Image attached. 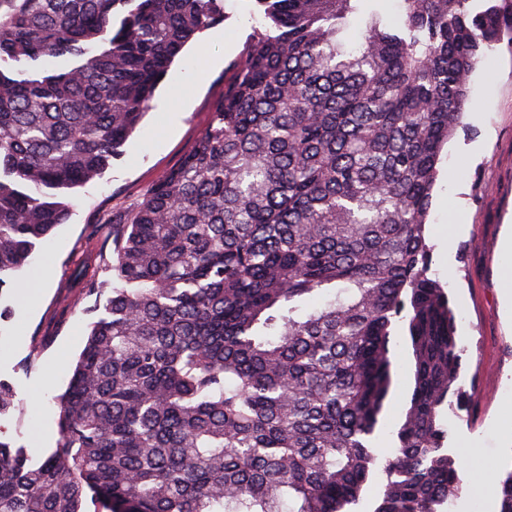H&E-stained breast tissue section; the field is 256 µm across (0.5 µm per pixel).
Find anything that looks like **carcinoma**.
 Masks as SVG:
<instances>
[{
	"mask_svg": "<svg viewBox=\"0 0 512 512\" xmlns=\"http://www.w3.org/2000/svg\"><path fill=\"white\" fill-rule=\"evenodd\" d=\"M381 2L256 0L267 24L196 147L90 228L75 278L109 296L57 397V448L37 463L0 439V512H345L378 462L374 512L461 494L445 442L463 348L426 226L468 78L512 44V0H401L396 28ZM222 21L224 0H0V296ZM398 319L411 388L381 458ZM498 485L512 512V471Z\"/></svg>",
	"mask_w": 512,
	"mask_h": 512,
	"instance_id": "carcinoma-1",
	"label": "carcinoma"
}]
</instances>
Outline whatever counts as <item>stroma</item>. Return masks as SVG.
<instances>
[{
  "label": "stroma",
  "mask_w": 512,
  "mask_h": 512,
  "mask_svg": "<svg viewBox=\"0 0 512 512\" xmlns=\"http://www.w3.org/2000/svg\"><path fill=\"white\" fill-rule=\"evenodd\" d=\"M224 12L223 23L175 59L121 156L101 177L73 191L70 221L38 248L33 275L22 276L5 299L13 312L0 320V381L15 389L19 409L0 419V437L24 445L32 459L45 458L58 444L56 398L84 345L87 317L75 312L53 346L34 360L31 338L52 325L63 300L74 294L72 260L89 226L140 200L207 128L231 63L264 23L253 0H224ZM469 86L472 110L444 149L428 229L432 269L448 284L456 334L468 349L459 384L469 388L477 376L484 382L476 397L482 421L474 425L454 417L448 423V452L466 468L463 491L450 512H497L486 493L488 479L512 471V435L506 432L512 422V323L500 314L502 291L512 289V256L499 249L501 226L512 221V54L490 51ZM391 361L395 380L377 431L386 452L404 418L409 390L400 323Z\"/></svg>",
  "instance_id": "1"
}]
</instances>
